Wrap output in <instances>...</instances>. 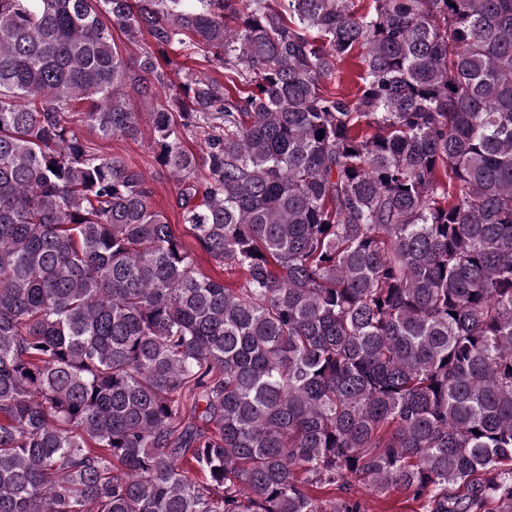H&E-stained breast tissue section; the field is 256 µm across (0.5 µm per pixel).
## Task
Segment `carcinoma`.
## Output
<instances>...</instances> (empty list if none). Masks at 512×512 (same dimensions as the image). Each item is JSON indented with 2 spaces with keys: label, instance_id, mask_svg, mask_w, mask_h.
<instances>
[{
  "label": "carcinoma",
  "instance_id": "obj_1",
  "mask_svg": "<svg viewBox=\"0 0 512 512\" xmlns=\"http://www.w3.org/2000/svg\"><path fill=\"white\" fill-rule=\"evenodd\" d=\"M106 16L224 82L152 103ZM134 97L238 287L80 138L137 139ZM359 484L512 512V0H0V512H365Z\"/></svg>",
  "mask_w": 512,
  "mask_h": 512
}]
</instances>
